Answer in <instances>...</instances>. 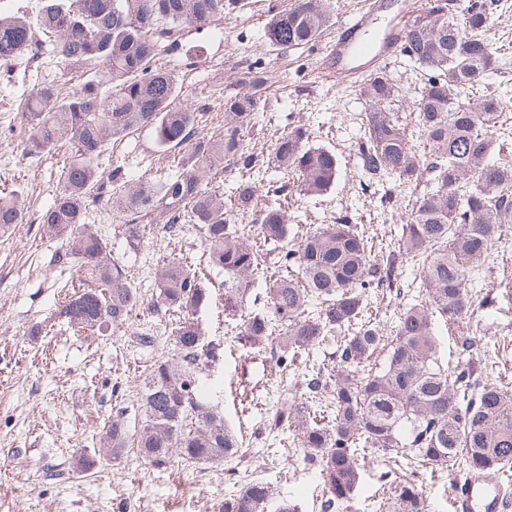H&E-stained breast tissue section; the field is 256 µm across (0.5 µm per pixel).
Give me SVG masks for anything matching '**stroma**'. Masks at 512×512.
<instances>
[{
	"label": "stroma",
	"mask_w": 512,
	"mask_h": 512,
	"mask_svg": "<svg viewBox=\"0 0 512 512\" xmlns=\"http://www.w3.org/2000/svg\"><path fill=\"white\" fill-rule=\"evenodd\" d=\"M286 2L244 0L241 8L208 26L178 30L176 49L157 55L156 63L181 86V104L205 108L199 131L208 136L223 131L224 95L240 90L244 72L264 76L258 120L248 134L258 166L250 171L228 168L221 192L231 193L248 178L256 183L261 204L282 205L293 216L291 232L349 215L375 243L395 244L423 189L395 180L364 188L357 151L368 105L359 90L325 81L319 69L338 21L359 0H327L330 21L319 37L284 51L267 41L265 31ZM484 2L492 17L486 37L508 67L481 91L499 93L512 86V0ZM389 72L398 86L393 111L403 123L414 124V103L428 75L403 57ZM81 74V68L64 66L49 50L11 71L0 70V189L15 192L26 213L24 223L0 232V512H218L224 497L256 480L271 486L276 498L288 500L295 512H323L326 493L316 465L305 459L291 432L269 433L264 418L278 398L273 373L282 372L285 387L299 391L306 369L330 363L329 348L313 349L283 371L271 351L240 349L234 341L236 322L224 315V275L207 265L199 232L187 226L160 234L152 228L153 216L147 215L142 222L149 230L133 250L121 218L106 205L95 206L90 221L107 235L113 257L143 297L153 291L156 261L170 252L187 258L209 288L211 301L198 321L205 339L221 344L223 352L205 372L219 391V406L240 450L226 464H189L177 458L158 468L131 452L117 461L80 468V456L93 455L116 412L136 404L146 368L172 353L168 315L144 308L134 317L135 329L153 334L148 346L123 334L75 332L59 315L78 274L75 266L55 263L61 241L45 234L38 217L56 192L69 152L61 147L22 155L30 126L19 103L45 84L69 92ZM297 123L308 126L311 144L336 154V183L317 199L299 195L294 176L271 165L276 136ZM184 162V150L158 147L154 130L145 127L115 141L98 167L107 173L119 165L156 180L181 173ZM477 275L496 306L488 310L473 304L461 327L491 344L486 374L512 390V227L503 229ZM408 481L423 490L431 512H454L447 466L409 468L383 455L368 459L361 484L340 512H392L395 488Z\"/></svg>",
	"instance_id": "stroma-1"
}]
</instances>
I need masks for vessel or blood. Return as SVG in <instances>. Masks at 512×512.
<instances>
[{
	"label": "vessel or blood",
	"mask_w": 512,
	"mask_h": 512,
	"mask_svg": "<svg viewBox=\"0 0 512 512\" xmlns=\"http://www.w3.org/2000/svg\"><path fill=\"white\" fill-rule=\"evenodd\" d=\"M420 6L421 0H363L329 40L320 64L323 79L356 86L387 70L402 54L408 20ZM453 506L456 512H512L501 478L480 473L458 486Z\"/></svg>",
	"instance_id": "1"
}]
</instances>
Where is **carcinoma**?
Instances as JSON below:
<instances>
[{"label":"carcinoma","mask_w":512,"mask_h":512,"mask_svg":"<svg viewBox=\"0 0 512 512\" xmlns=\"http://www.w3.org/2000/svg\"><path fill=\"white\" fill-rule=\"evenodd\" d=\"M241 0H41L37 25L0 6V67L13 68L21 56L37 57L52 42L68 66L89 61L78 88L61 95L51 84L29 98L31 130L25 155L50 151L60 143L71 155L61 185L40 214L46 232L62 239L55 263H76L82 289L59 310L81 331L127 332L140 308L176 316L173 354L157 359L140 380V403L131 423L113 417L97 448L114 460L135 448L141 457L165 467L173 457L213 464L236 456L239 441L210 401L212 387L203 369L218 356L204 339L197 313L210 299L196 271L174 254L156 263L155 292L146 299L132 287L125 269L112 258L108 239L88 224L89 208L105 202L123 219L130 249L140 247L154 215L166 233L188 220L200 233L211 268L224 273V314L245 312L236 342L249 351L271 350L277 365L309 350L339 341L332 365L303 376L301 393L281 391L265 420L272 432L294 431L305 457L318 466L329 508L358 488L365 459L381 452L395 460L482 467L496 473L512 466V394L486 381L478 391L474 370L483 364L484 346L461 330L457 355L467 368L458 372L439 355L435 317L457 324L470 311L471 269L488 254L494 237L512 224V159L490 157L496 118L508 92L461 101L468 90L501 70L497 49L486 38L490 13L474 2L427 0L410 21L405 53L432 72L416 101V127L427 152L419 158L406 124L391 112L396 85L387 72L361 88L370 105L362 119L358 149L361 175L369 184L385 177L402 184L430 175L423 193L402 225L397 248L372 257L368 240L348 216L289 236L291 215L277 205L257 208L254 182H239L234 209L255 216L263 238L280 249L288 274L265 279L259 252L246 242V225L224 216V202L209 179L230 162L252 169L255 156L246 141L257 111L264 77L245 79L249 90L224 96V131L198 134L202 113L175 105L181 93L173 76L153 65L161 44L178 26L200 27L239 7ZM329 22L324 0H290L267 27L269 41L293 49L317 39ZM149 126L162 147L186 150V170L157 183L136 182L122 167L108 177L97 159L113 140ZM298 123L275 142V168L298 175L299 194L317 197L335 184V153L309 142ZM25 220L15 196L0 193V231ZM419 271L422 298L398 313L390 333L367 316L363 289L402 288L405 267ZM265 288L255 291L258 279ZM387 351L385 362L374 361ZM325 398L333 418L317 420L315 404ZM270 486L249 483L224 498L219 512H267ZM393 512H429L421 488L408 482L396 491Z\"/></svg>","instance_id":"1"}]
</instances>
